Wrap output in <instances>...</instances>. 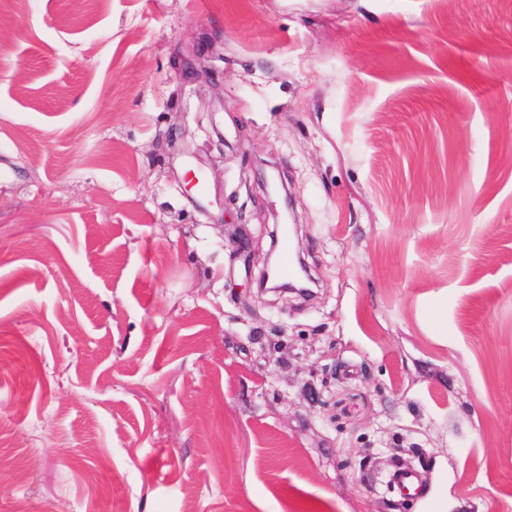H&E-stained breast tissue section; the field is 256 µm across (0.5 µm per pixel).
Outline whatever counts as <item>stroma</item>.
<instances>
[{"label":"stroma","instance_id":"1","mask_svg":"<svg viewBox=\"0 0 512 512\" xmlns=\"http://www.w3.org/2000/svg\"><path fill=\"white\" fill-rule=\"evenodd\" d=\"M0 168V512H512V0H5ZM277 273L282 279H293L297 274L293 238L290 230H283L277 239ZM418 482V473L413 469H399L395 471L390 477L388 484L393 493L406 497L410 492L411 487Z\"/></svg>","mask_w":512,"mask_h":512}]
</instances>
